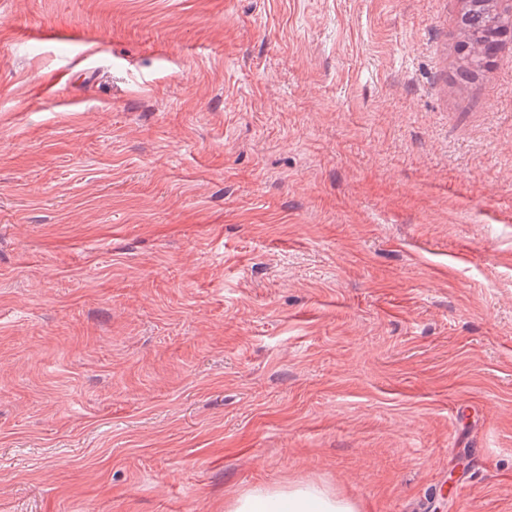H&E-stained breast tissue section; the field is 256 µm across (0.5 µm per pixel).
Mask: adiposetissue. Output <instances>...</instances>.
Wrapping results in <instances>:
<instances>
[{
    "mask_svg": "<svg viewBox=\"0 0 512 512\" xmlns=\"http://www.w3.org/2000/svg\"><path fill=\"white\" fill-rule=\"evenodd\" d=\"M224 512H360L349 496L311 484L255 488L225 501Z\"/></svg>",
    "mask_w": 512,
    "mask_h": 512,
    "instance_id": "adipose-tissue-1",
    "label": "adipose tissue"
}]
</instances>
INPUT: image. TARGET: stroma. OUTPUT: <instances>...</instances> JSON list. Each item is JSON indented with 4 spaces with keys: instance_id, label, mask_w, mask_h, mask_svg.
<instances>
[{
    "instance_id": "stroma-1",
    "label": "stroma",
    "mask_w": 512,
    "mask_h": 512,
    "mask_svg": "<svg viewBox=\"0 0 512 512\" xmlns=\"http://www.w3.org/2000/svg\"><path fill=\"white\" fill-rule=\"evenodd\" d=\"M464 6L0 0V512H512V44L462 82ZM225 512H360L357 503L344 493L311 484L288 488H255L224 501Z\"/></svg>"
}]
</instances>
